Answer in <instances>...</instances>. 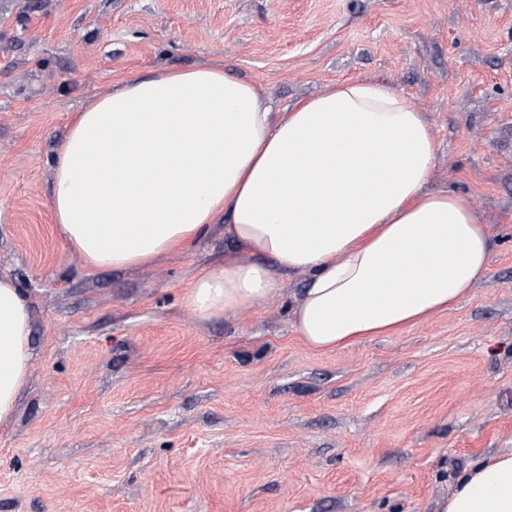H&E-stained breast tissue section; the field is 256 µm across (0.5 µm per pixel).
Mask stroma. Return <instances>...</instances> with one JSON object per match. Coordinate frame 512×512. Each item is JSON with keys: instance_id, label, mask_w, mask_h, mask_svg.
<instances>
[{"instance_id": "1", "label": "stroma", "mask_w": 512, "mask_h": 512, "mask_svg": "<svg viewBox=\"0 0 512 512\" xmlns=\"http://www.w3.org/2000/svg\"><path fill=\"white\" fill-rule=\"evenodd\" d=\"M220 65L286 108L350 80L424 112L428 188L492 237L486 277L426 322L332 351L291 310L202 319L223 224L152 263L86 265L56 232L71 115L159 69ZM0 277L33 359L0 425V512H436L512 448V0H0Z\"/></svg>"}]
</instances>
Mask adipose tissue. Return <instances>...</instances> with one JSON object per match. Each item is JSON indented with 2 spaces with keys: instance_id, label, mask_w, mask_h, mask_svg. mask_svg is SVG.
<instances>
[{
  "instance_id": "adipose-tissue-1",
  "label": "adipose tissue",
  "mask_w": 512,
  "mask_h": 512,
  "mask_svg": "<svg viewBox=\"0 0 512 512\" xmlns=\"http://www.w3.org/2000/svg\"><path fill=\"white\" fill-rule=\"evenodd\" d=\"M435 151L423 113L378 83H335L278 119L222 67L164 69L72 116L51 208L62 240L99 268L190 249L226 220L237 248L196 280L189 307L260 308L303 272L294 326L330 351L425 322L484 279L491 241L469 198L426 188ZM30 336L21 288L0 278V423ZM438 507L512 512V448L470 467Z\"/></svg>"
}]
</instances>
